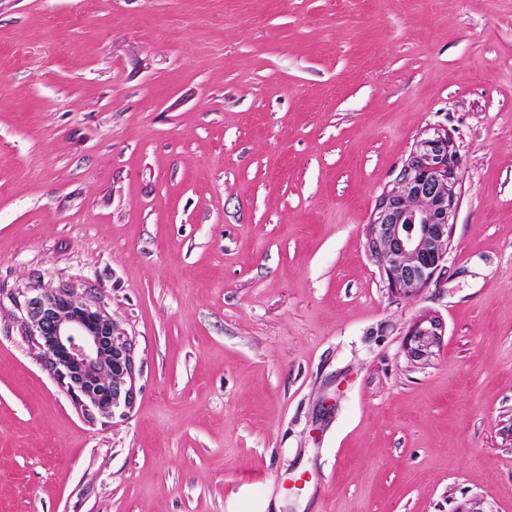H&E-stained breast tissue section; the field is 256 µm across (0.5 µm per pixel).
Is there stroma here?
<instances>
[{
  "mask_svg": "<svg viewBox=\"0 0 512 512\" xmlns=\"http://www.w3.org/2000/svg\"><path fill=\"white\" fill-rule=\"evenodd\" d=\"M437 129L451 247L406 298L365 229ZM33 287L133 339L124 415L53 378ZM473 506L512 512V0H0V512ZM445 328L437 316L425 315L414 323L405 345L406 356L414 362H425L441 347Z\"/></svg>",
  "mask_w": 512,
  "mask_h": 512,
  "instance_id": "stroma-1",
  "label": "stroma"
}]
</instances>
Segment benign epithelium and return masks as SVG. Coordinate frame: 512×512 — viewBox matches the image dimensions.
Here are the masks:
<instances>
[{
    "label": "benign epithelium",
    "mask_w": 512,
    "mask_h": 512,
    "mask_svg": "<svg viewBox=\"0 0 512 512\" xmlns=\"http://www.w3.org/2000/svg\"><path fill=\"white\" fill-rule=\"evenodd\" d=\"M448 131L421 139L382 194L366 228V248L389 290L415 297L434 280L448 255L459 173ZM27 334L53 374L88 415L113 417L135 398L133 339L90 296L74 288H26L13 296ZM445 328L437 316L414 323L406 356L425 362L441 347Z\"/></svg>",
    "instance_id": "7a95c632"
}]
</instances>
